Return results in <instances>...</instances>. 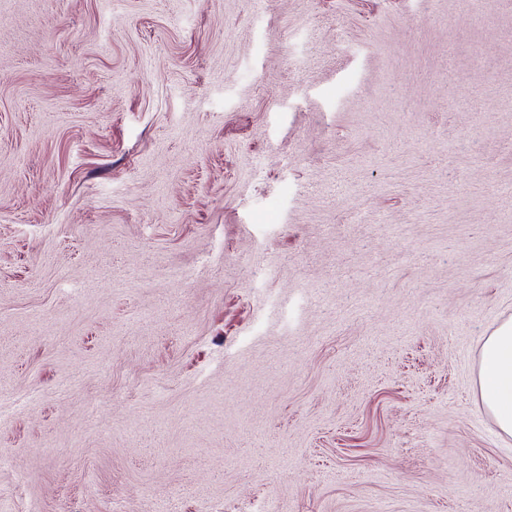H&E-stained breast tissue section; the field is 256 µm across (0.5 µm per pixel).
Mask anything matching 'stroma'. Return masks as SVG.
<instances>
[{
    "mask_svg": "<svg viewBox=\"0 0 512 512\" xmlns=\"http://www.w3.org/2000/svg\"><path fill=\"white\" fill-rule=\"evenodd\" d=\"M512 0H0V512H512ZM478 385L482 404L501 434L512 437V320L502 322L483 342Z\"/></svg>",
    "mask_w": 512,
    "mask_h": 512,
    "instance_id": "35a3bbf8",
    "label": "stroma"
}]
</instances>
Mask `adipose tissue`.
<instances>
[{
  "mask_svg": "<svg viewBox=\"0 0 512 512\" xmlns=\"http://www.w3.org/2000/svg\"><path fill=\"white\" fill-rule=\"evenodd\" d=\"M478 385L482 404L501 434L512 437V320L502 322L483 342Z\"/></svg>",
  "mask_w": 512,
  "mask_h": 512,
  "instance_id": "1",
  "label": "adipose tissue"
}]
</instances>
